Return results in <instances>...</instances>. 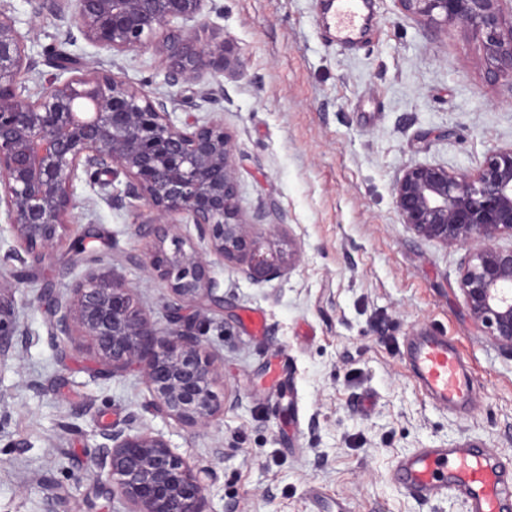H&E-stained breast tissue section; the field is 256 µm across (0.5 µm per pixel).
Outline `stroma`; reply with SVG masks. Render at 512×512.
Segmentation results:
<instances>
[{
  "label": "stroma",
  "instance_id": "obj_1",
  "mask_svg": "<svg viewBox=\"0 0 512 512\" xmlns=\"http://www.w3.org/2000/svg\"><path fill=\"white\" fill-rule=\"evenodd\" d=\"M5 4L36 63L21 77L27 93L55 76L61 52L169 98L179 125L223 121L241 207L274 211V247L299 257L260 283L214 263L224 304L208 309L202 344L224 409L198 431L151 410L138 371L99 376L88 342L53 330L41 298L82 276L78 245L167 325V285L137 263L155 241L139 231L144 207L125 196V175L79 176L66 239L44 261L13 260L17 242L0 230V298L13 300L23 331L17 358L0 366V512H127L94 486L98 433L112 423L162 435L204 470V512H466L456 493L425 502L393 474L415 449L451 443L512 459V352L471 319L461 251L400 224L392 189L406 167L472 173L512 145V80L488 79L481 38L430 31L394 0H369L352 46L317 24L325 0H213L204 22L245 68L208 104L199 87L170 86L152 53L114 55L33 19L29 0ZM247 310L264 315V335L245 326ZM423 334L448 337L480 379L469 408L423 394L408 348Z\"/></svg>",
  "mask_w": 512,
  "mask_h": 512
}]
</instances>
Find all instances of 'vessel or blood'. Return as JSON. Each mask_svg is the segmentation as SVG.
I'll use <instances>...</instances> for the list:
<instances>
[{
	"label": "vessel or blood",
	"instance_id": "b4317fda",
	"mask_svg": "<svg viewBox=\"0 0 512 512\" xmlns=\"http://www.w3.org/2000/svg\"><path fill=\"white\" fill-rule=\"evenodd\" d=\"M362 9V0H335L334 26L342 40L357 38ZM410 363L433 403L466 404L481 387L478 378L463 371L462 358L447 337L413 342ZM394 478L422 500L453 490L464 498L468 512H512V465H491L486 449L472 444L417 449Z\"/></svg>",
	"mask_w": 512,
	"mask_h": 512
}]
</instances>
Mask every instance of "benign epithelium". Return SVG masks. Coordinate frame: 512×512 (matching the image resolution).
<instances>
[{
    "label": "benign epithelium",
    "mask_w": 512,
    "mask_h": 512,
    "mask_svg": "<svg viewBox=\"0 0 512 512\" xmlns=\"http://www.w3.org/2000/svg\"><path fill=\"white\" fill-rule=\"evenodd\" d=\"M37 17L76 27L90 43L114 54L148 50L172 86H202L201 99L223 93L220 75L235 76L244 62L229 40L213 30L203 38L190 21L201 19L211 0H32ZM405 14L431 30L461 25L486 35L484 50L494 78H512V0H395ZM34 67L25 36L0 5V209L24 251L41 261L65 237L75 207L78 169L94 175L121 169L129 178L125 195L148 212L140 223L155 247L139 264L164 281L171 296L169 326L159 328L132 289L97 260L68 292L47 288L52 326L65 336L90 341L99 374L112 377L141 370L155 412L206 430L221 409L213 386L214 361L204 350L197 323L214 294L212 261L243 265L263 282L293 259L264 248L263 235L279 225L271 211L247 216L240 206L236 145L224 123L209 120L179 126L170 99L153 96L115 74L60 55L53 79L37 97L24 95L21 73ZM400 223L417 236L464 251L458 287L473 321L512 351V145L489 154L474 173L443 165L405 168L393 186ZM193 224L205 252L184 248L177 225ZM172 237L174 250L164 244ZM17 322L0 306V365L13 356ZM103 454L98 481L116 487L128 512H203L207 485L186 459L160 435L112 425L101 430Z\"/></svg>",
    "instance_id": "7a95c632"
}]
</instances>
